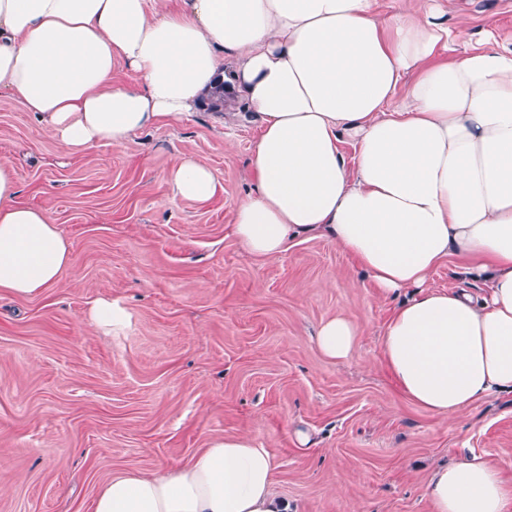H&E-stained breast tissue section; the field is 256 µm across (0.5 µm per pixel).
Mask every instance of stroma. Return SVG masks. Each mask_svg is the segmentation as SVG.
Returning a JSON list of instances; mask_svg holds the SVG:
<instances>
[{
    "instance_id": "1",
    "label": "stroma",
    "mask_w": 512,
    "mask_h": 512,
    "mask_svg": "<svg viewBox=\"0 0 512 512\" xmlns=\"http://www.w3.org/2000/svg\"><path fill=\"white\" fill-rule=\"evenodd\" d=\"M447 2L456 53L512 42V0ZM244 109L202 106L73 155L0 94V159L70 251L42 294L0 289V512H91L112 475L244 434L273 454L289 512H433L434 468L472 456L512 476V394L449 419L412 402L380 342L397 301L349 254L305 237L274 259L243 250L231 226L258 134ZM184 156L222 184L210 201L166 195ZM101 296L126 309L125 327L90 325ZM334 316L360 330L343 361L315 344Z\"/></svg>"
}]
</instances>
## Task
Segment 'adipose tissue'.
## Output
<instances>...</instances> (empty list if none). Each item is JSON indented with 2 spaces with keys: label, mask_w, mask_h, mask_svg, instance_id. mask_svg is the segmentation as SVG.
<instances>
[{
  "label": "adipose tissue",
  "mask_w": 512,
  "mask_h": 512,
  "mask_svg": "<svg viewBox=\"0 0 512 512\" xmlns=\"http://www.w3.org/2000/svg\"><path fill=\"white\" fill-rule=\"evenodd\" d=\"M444 4L395 0L383 17L377 0H0V92L78 153L196 110L232 57L229 82L259 129L234 235L262 259L324 237L383 297L408 291L384 360L408 398L448 418L512 392V47L448 58ZM122 68L132 78L115 82ZM163 185L201 203L219 190L191 157ZM18 194L0 160V289L33 297L69 252ZM452 256L484 277L481 299L431 289ZM359 336L334 317L316 343L344 360ZM274 469L257 437L215 439L184 465L114 474L91 512H288ZM426 494L434 512H512V482L479 456L435 469Z\"/></svg>",
  "instance_id": "ef3b65f1"
}]
</instances>
